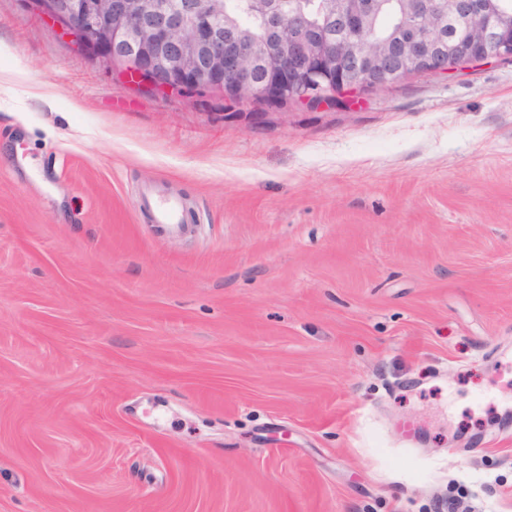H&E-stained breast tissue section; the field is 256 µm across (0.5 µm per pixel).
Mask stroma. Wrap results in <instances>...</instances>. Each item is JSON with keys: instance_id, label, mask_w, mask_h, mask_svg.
I'll return each mask as SVG.
<instances>
[{"instance_id": "1", "label": "stroma", "mask_w": 512, "mask_h": 512, "mask_svg": "<svg viewBox=\"0 0 512 512\" xmlns=\"http://www.w3.org/2000/svg\"><path fill=\"white\" fill-rule=\"evenodd\" d=\"M510 402L512 62L228 109L0 0V512H512ZM141 202L151 212L154 224H159L172 233L180 231V224L183 223L182 205L176 197L147 191L142 195Z\"/></svg>"}]
</instances>
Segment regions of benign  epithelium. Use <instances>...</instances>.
Here are the masks:
<instances>
[{"label":"benign epithelium","instance_id":"7a95c632","mask_svg":"<svg viewBox=\"0 0 512 512\" xmlns=\"http://www.w3.org/2000/svg\"><path fill=\"white\" fill-rule=\"evenodd\" d=\"M274 21V47L259 53L205 0H34L78 48L120 67L132 82L163 91L219 92L297 102L331 101L337 94L376 91L414 71L446 74L462 61L512 57V22L488 21L474 0H405L417 37L401 47L365 37L368 24L352 14L328 15L342 33L347 66L336 67L317 41L298 33L304 18L285 11L287 0H251ZM459 22L466 37L442 44L446 22Z\"/></svg>","mask_w":512,"mask_h":512}]
</instances>
